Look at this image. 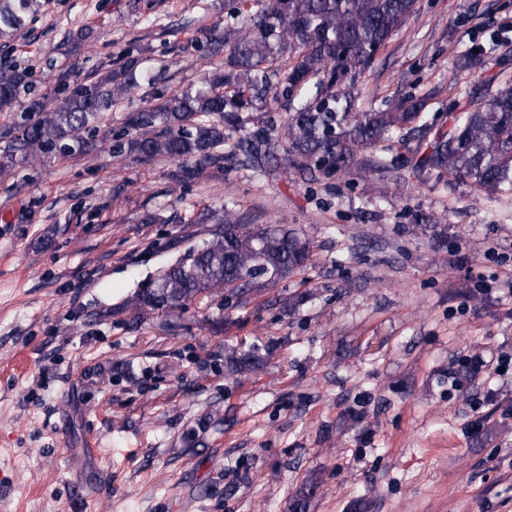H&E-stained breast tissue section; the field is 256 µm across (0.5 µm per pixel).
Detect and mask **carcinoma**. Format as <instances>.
<instances>
[{
  "mask_svg": "<svg viewBox=\"0 0 512 512\" xmlns=\"http://www.w3.org/2000/svg\"><path fill=\"white\" fill-rule=\"evenodd\" d=\"M416 0H226L224 22L198 28L195 50L220 60L200 85L168 94L130 113L123 129L105 136L117 161L157 157L179 163L170 178L194 179L209 166H224L221 149L237 132L240 163L267 168L280 158L301 174H348L358 154L382 147L365 164L385 175L400 168L416 178L448 175L474 189L512 187V81L469 93L468 104L449 117L434 115L418 127L420 143L404 155L395 135L422 117V103L402 107L352 108L341 90L381 57L390 40L415 12ZM37 0H0V37L25 27ZM148 47L130 46L105 76L77 83L60 77L62 96L50 108L32 99L14 124L0 134V175L50 156L86 153L99 133L101 113L138 88H153L157 77L142 67ZM280 62V79L270 84L266 62ZM32 84L26 68L0 67V112H13L21 90ZM285 116L257 139L241 113L257 99ZM223 227L190 258L167 269L128 301L139 318L153 310H181L195 298L232 288L241 293L266 288L307 266L311 243L277 225L251 224L224 209Z\"/></svg>",
  "mask_w": 512,
  "mask_h": 512,
  "instance_id": "carcinoma-1",
  "label": "carcinoma"
}]
</instances>
